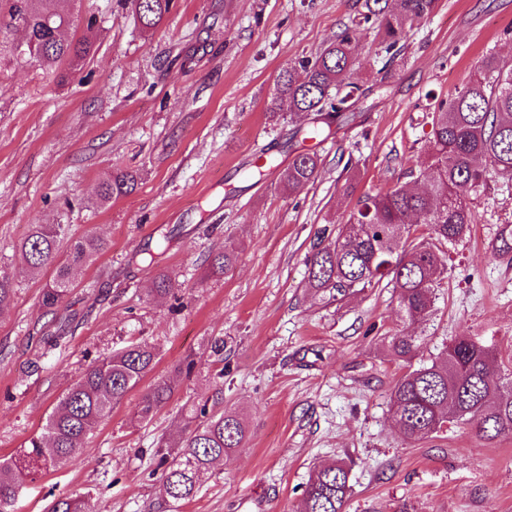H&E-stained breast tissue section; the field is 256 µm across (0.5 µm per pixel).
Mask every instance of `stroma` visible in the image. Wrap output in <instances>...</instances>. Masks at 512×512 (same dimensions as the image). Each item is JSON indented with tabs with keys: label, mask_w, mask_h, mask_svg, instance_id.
Segmentation results:
<instances>
[{
	"label": "stroma",
	"mask_w": 512,
	"mask_h": 512,
	"mask_svg": "<svg viewBox=\"0 0 512 512\" xmlns=\"http://www.w3.org/2000/svg\"><path fill=\"white\" fill-rule=\"evenodd\" d=\"M355 0H174L164 22L142 31L123 0H66L91 35L93 55L66 82L18 57V33L0 44V274L17 285L0 310V458L39 432L64 390L101 355L147 340L157 363L90 436L88 453L27 482L15 512H43L55 496L81 493L87 512H157L163 498L155 446L191 428L187 410L242 414L243 448L215 463L177 512H296L314 467L351 462L345 512H512V435L493 442L469 426L408 443L391 419L389 394L411 365L439 357L471 333L499 351L495 376L512 368V259L494 256L512 222V182L492 178L474 201L466 237L445 245L447 271L426 324L413 327L412 362L393 359L401 322L396 290L379 284L341 305L306 288L316 232L335 225L366 193L425 170L428 96L460 88L486 54L512 68V0H439L410 30L395 61L361 40L353 81L369 94L329 139L293 136L266 107L282 68L316 53L354 13ZM100 27L87 33L85 16ZM320 158L317 179L293 193L279 165L296 152ZM279 165L262 180L244 171L260 156ZM136 172L131 195L97 197L113 169ZM34 224L106 239L107 250L74 271L55 313L17 248ZM171 232L153 261L136 250ZM233 247L225 275L209 258ZM170 295L152 293L159 272ZM76 320L65 343L42 337ZM225 341L223 356L211 350ZM193 359L191 374L181 373ZM173 387L147 422L135 419L157 381Z\"/></svg>",
	"instance_id": "stroma-1"
}]
</instances>
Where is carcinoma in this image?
Masks as SVG:
<instances>
[{
    "label": "carcinoma",
    "mask_w": 512,
    "mask_h": 512,
    "mask_svg": "<svg viewBox=\"0 0 512 512\" xmlns=\"http://www.w3.org/2000/svg\"><path fill=\"white\" fill-rule=\"evenodd\" d=\"M61 0H10L0 33L23 29L28 36L27 56L66 81L93 53L87 38L67 40L64 31L74 17L61 9ZM438 0H363L351 24L315 55L281 70L268 106V118L278 124L295 115L313 117L307 134L328 139L333 128L366 91L347 81L355 63L357 42L372 33L385 53L397 57L409 30L430 16ZM142 28L158 27L170 13L173 0H132ZM431 136L424 148L430 180L422 191L399 187L358 199L336 233L324 228L307 260V287L328 302L341 303L389 278L397 292V314L403 325L424 324L434 306V288L446 270L441 246L469 233L475 221L473 195L487 187L491 175L512 180V69H503L492 54L465 85L453 94L425 106ZM320 159L300 151L281 173L292 191L317 177ZM138 180L118 170L100 186L99 200L109 202L133 193ZM65 239L63 224H33L18 251L26 267L38 274L53 268L42 288L41 304L52 314L73 288L71 270L107 247L94 233L69 239L65 257L59 255ZM493 252L512 256V225L498 233ZM238 259L226 247L212 256L210 272L226 274ZM15 283L0 275V308L14 301ZM417 337L399 330L389 343L390 354L410 361L416 356ZM155 345L143 340L91 362L46 417L40 433L8 459L0 460V512H14L24 481L64 464L86 452L85 440L128 392L150 373L157 362ZM494 345L469 333L455 337L443 357L422 365L396 381L389 403L402 438L421 441L443 431L444 423L470 426L484 441L512 434V373L494 379L490 366ZM172 388L156 382L143 396L137 411L149 421L170 398ZM194 429L169 451L161 438L157 453L162 486L171 506L191 499L200 477L224 455L242 447L246 425L237 414L192 410ZM350 495V468L334 461L315 469L305 486L300 512H344ZM85 500L69 494L51 500L45 512H83Z\"/></svg>",
    "instance_id": "1"
}]
</instances>
